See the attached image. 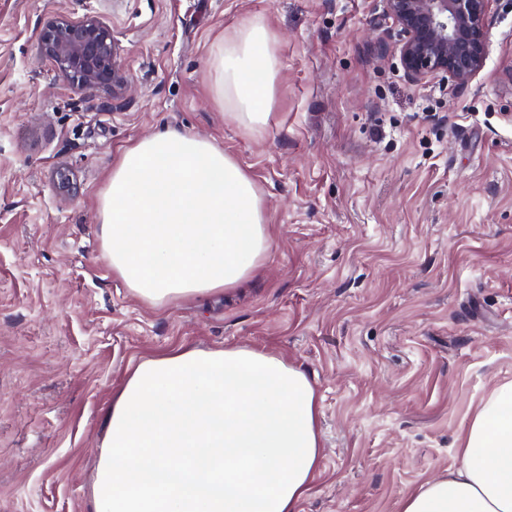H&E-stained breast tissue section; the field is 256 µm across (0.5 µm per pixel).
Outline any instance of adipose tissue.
Segmentation results:
<instances>
[{
  "mask_svg": "<svg viewBox=\"0 0 512 512\" xmlns=\"http://www.w3.org/2000/svg\"><path fill=\"white\" fill-rule=\"evenodd\" d=\"M280 71L264 20L210 57L216 102L240 127L271 117ZM112 272L167 307L252 280L270 250L263 197L215 142L166 129L123 149L99 195ZM314 383L263 349L180 347L139 362L112 398L92 512H297L324 455ZM461 465L400 512H512V381L471 420Z\"/></svg>",
  "mask_w": 512,
  "mask_h": 512,
  "instance_id": "adipose-tissue-1",
  "label": "adipose tissue"
}]
</instances>
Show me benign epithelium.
Here are the masks:
<instances>
[{"label": "benign epithelium", "mask_w": 512, "mask_h": 512, "mask_svg": "<svg viewBox=\"0 0 512 512\" xmlns=\"http://www.w3.org/2000/svg\"><path fill=\"white\" fill-rule=\"evenodd\" d=\"M493 0H385L398 33L399 58L412 82L441 76L471 82L486 58V16ZM40 51L69 81L82 88L121 92L126 81L115 63L112 29L96 16L46 17Z\"/></svg>", "instance_id": "7a95c632"}]
</instances>
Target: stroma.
Listing matches in <instances>:
<instances>
[{
    "mask_svg": "<svg viewBox=\"0 0 512 512\" xmlns=\"http://www.w3.org/2000/svg\"><path fill=\"white\" fill-rule=\"evenodd\" d=\"M98 16L128 85L39 52L50 13ZM265 20L281 74L252 132L209 57ZM480 74L410 82L383 0H0V512H89L102 419L131 368L257 346L314 379L325 454L299 512H400L458 467L512 381V0ZM215 140L259 186L271 249L244 288L156 309L112 274V159L166 128Z\"/></svg>",
    "mask_w": 512,
    "mask_h": 512,
    "instance_id": "obj_1",
    "label": "stroma"
}]
</instances>
